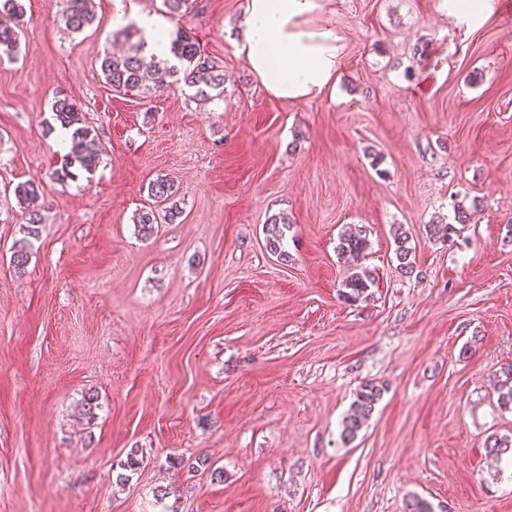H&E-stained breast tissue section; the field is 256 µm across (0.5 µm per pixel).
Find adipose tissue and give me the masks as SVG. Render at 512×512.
<instances>
[{
  "mask_svg": "<svg viewBox=\"0 0 512 512\" xmlns=\"http://www.w3.org/2000/svg\"><path fill=\"white\" fill-rule=\"evenodd\" d=\"M334 0H244L236 52L273 98L333 95L343 66L341 38L326 16Z\"/></svg>",
  "mask_w": 512,
  "mask_h": 512,
  "instance_id": "obj_1",
  "label": "adipose tissue"
}]
</instances>
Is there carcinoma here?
<instances>
[{
    "instance_id": "obj_1",
    "label": "carcinoma",
    "mask_w": 512,
    "mask_h": 512,
    "mask_svg": "<svg viewBox=\"0 0 512 512\" xmlns=\"http://www.w3.org/2000/svg\"><path fill=\"white\" fill-rule=\"evenodd\" d=\"M166 13L172 17H182L193 7V0H163ZM95 12L93 0H66L62 22L68 30L79 33L91 26ZM20 46L19 25L0 24V58H12ZM143 39L138 41L120 55H107L101 62V71L112 92L117 95H136L149 89L160 87L156 75L160 72L168 77H180L184 85L195 89L193 98L200 102H209L224 96V66L211 58L201 49L200 44L186 32H179L170 39L169 51L174 64L159 61L153 55H146ZM52 112L54 120L60 127L70 133V147L61 168L55 170L54 178L60 182L77 180L83 173L92 174L99 157L95 148L97 136L94 129L86 122L81 107L67 97L58 98ZM152 204L141 209L135 218L139 232L150 236L154 225L161 223L160 216L174 221L181 214L173 197L176 194L174 184L167 179L158 178L148 187ZM19 198L24 204L25 224L22 226L23 237L12 245L10 263L16 273L23 275L33 254L34 242L39 239L43 223L41 205L38 204L39 193L34 185L22 186L18 190ZM469 210L457 204L454 206V222L448 224H429L427 234L436 240H453L460 233V226L469 223ZM290 228V219L282 214L271 219L265 225V247L282 261L288 259L285 248L286 231ZM394 254L402 274L410 275L414 271L412 247L408 236L398 225L392 229ZM367 229L363 225L350 226L338 237L337 253L339 258L353 264L352 272L343 282V296L352 303L369 296L375 285L373 272L359 265L368 250ZM496 391L498 402L504 409H512V366L505 368L498 376ZM382 388L372 382L361 385L357 392L351 412L343 421L342 438L353 441L366 426L380 400ZM101 403L99 395L88 391L80 403L81 419L92 425L98 419ZM486 447L488 453L500 457L512 448V440L506 437L490 438Z\"/></svg>"
}]
</instances>
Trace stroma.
Here are the masks:
<instances>
[{
	"mask_svg": "<svg viewBox=\"0 0 512 512\" xmlns=\"http://www.w3.org/2000/svg\"><path fill=\"white\" fill-rule=\"evenodd\" d=\"M478 26L448 0H335V97H269L237 56L243 0H195L172 29L224 67V97L173 84L117 96L100 69L161 0H22L0 62V512H512V438L495 383L512 365V0ZM68 97L97 133L90 179L60 184L48 126ZM181 211L144 239L150 182ZM38 185L43 231L10 266ZM472 214L453 242L427 224ZM287 214V261L263 227ZM368 230L367 300L342 296L341 230ZM402 225L415 271L401 275ZM383 396L357 440L361 384ZM102 409L79 417L86 391ZM141 460L122 470L130 451ZM206 458L222 470L190 471ZM168 489L157 504V488ZM62 22L72 33L82 32L94 22L93 0H65ZM19 25L0 24V58H12L20 46ZM381 393L382 388L373 382H366L361 385L351 412L342 423V438L344 441H353L366 426L380 400Z\"/></svg>",
	"mask_w": 512,
	"mask_h": 512,
	"instance_id": "obj_1",
	"label": "stroma"
}]
</instances>
